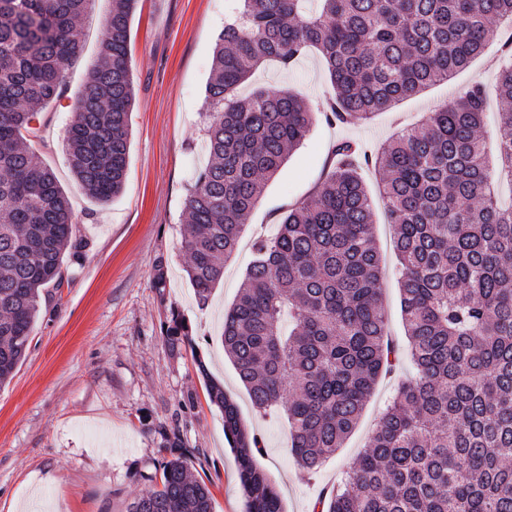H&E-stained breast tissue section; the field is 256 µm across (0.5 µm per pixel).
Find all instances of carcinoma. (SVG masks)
<instances>
[{"instance_id": "carcinoma-1", "label": "carcinoma", "mask_w": 512, "mask_h": 512, "mask_svg": "<svg viewBox=\"0 0 512 512\" xmlns=\"http://www.w3.org/2000/svg\"><path fill=\"white\" fill-rule=\"evenodd\" d=\"M92 0H0V386L27 356L41 297L80 254L69 198L22 143L57 100L83 51L75 20ZM239 0L224 21L206 86L209 162L186 199L183 267L198 305L224 266L266 183L307 137L314 112L289 93L238 88L267 61L290 70L315 49L333 94L320 113L359 124L449 80L512 23V0ZM138 0H112L95 70L65 144L74 174L101 203L122 190L133 104L130 20ZM504 131L499 173L512 177V63L498 76ZM475 84L371 154L332 147L320 189L279 218L253 256L220 335L253 407L284 417L290 452L310 474L355 431L375 385L392 372L380 300L381 259L358 159L380 169L401 265V316L416 376L401 383L320 512H512V207L499 205ZM236 450L245 512H283L256 465L260 438L209 380ZM129 512H213L186 460Z\"/></svg>"}]
</instances>
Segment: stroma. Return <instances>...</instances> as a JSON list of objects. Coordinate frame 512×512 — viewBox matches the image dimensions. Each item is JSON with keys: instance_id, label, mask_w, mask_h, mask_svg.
<instances>
[{"instance_id": "obj_1", "label": "stroma", "mask_w": 512, "mask_h": 512, "mask_svg": "<svg viewBox=\"0 0 512 512\" xmlns=\"http://www.w3.org/2000/svg\"><path fill=\"white\" fill-rule=\"evenodd\" d=\"M236 0H139L131 18L134 103L129 159L121 194L92 200L75 180L65 135L100 51L102 24L112 0H94L77 29L81 55L66 68L65 92L42 112L36 152L57 175L77 217L80 258H67L64 285L43 303L26 360L0 388V512H127L134 498L160 486L164 463L185 456L213 497V512H244L234 451L224 418L211 404L200 366L223 381L245 423L263 441L257 460L280 492L286 512H311L366 447L396 385L410 365L380 379L360 423L343 448L314 475L288 450L283 421L252 407L219 341L224 310L234 301L251 261L254 236L271 235L288 207L309 199L329 168L331 147L350 139L373 152L401 127L421 123L432 109L482 84L484 137L501 134L496 96L502 57L491 43L452 80L430 86L368 122L347 127L315 118L304 142L264 189L227 260L224 281L199 306L183 270L181 242L190 185L207 165L205 90L213 51ZM268 85L319 103L331 85L316 52L293 70L268 64L241 94ZM373 201V232L384 275L380 288L389 331L406 344L398 290L394 229L379 195L381 171L363 168ZM163 284H156V272ZM190 341L170 346L173 318Z\"/></svg>"}]
</instances>
